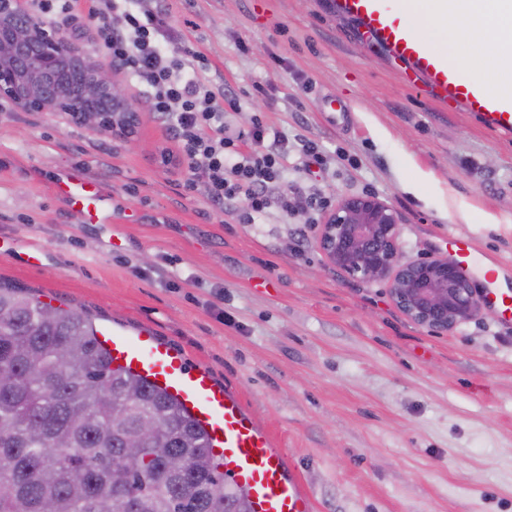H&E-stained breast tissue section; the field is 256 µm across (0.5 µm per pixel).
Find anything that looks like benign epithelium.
<instances>
[{"instance_id":"obj_1","label":"benign epithelium","mask_w":512,"mask_h":512,"mask_svg":"<svg viewBox=\"0 0 512 512\" xmlns=\"http://www.w3.org/2000/svg\"><path fill=\"white\" fill-rule=\"evenodd\" d=\"M0 98L25 112H49L97 132L130 136L136 105L83 49L29 15L27 0H0ZM402 217L372 193L336 199L318 224L317 243L347 276L385 282L417 325L446 334L485 313L462 266L425 252L400 259Z\"/></svg>"}]
</instances>
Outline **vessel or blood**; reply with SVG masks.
<instances>
[{
	"instance_id": "vessel-or-blood-1",
	"label": "vessel or blood",
	"mask_w": 512,
	"mask_h": 512,
	"mask_svg": "<svg viewBox=\"0 0 512 512\" xmlns=\"http://www.w3.org/2000/svg\"><path fill=\"white\" fill-rule=\"evenodd\" d=\"M340 8L357 18L395 57L423 74L435 89L488 126L512 133V93L490 91L471 78L456 58L433 51L394 16L389 0H340ZM57 188L81 211L99 201L93 182L79 173L67 176ZM97 339L113 368L146 379L175 399L201 426L225 472L248 488L255 512H311L299 477L232 390L216 384L207 370L188 368L179 354L150 331L130 337L101 330Z\"/></svg>"
}]
</instances>
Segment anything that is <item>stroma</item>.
Masks as SVG:
<instances>
[{
    "instance_id": "stroma-1",
    "label": "stroma",
    "mask_w": 512,
    "mask_h": 512,
    "mask_svg": "<svg viewBox=\"0 0 512 512\" xmlns=\"http://www.w3.org/2000/svg\"><path fill=\"white\" fill-rule=\"evenodd\" d=\"M150 5L206 57L215 93L236 95L227 125L258 116L286 136L294 209L246 224L186 192L134 84L128 139L0 99V283L98 329L150 330L206 368L287 457L311 512H512V320L413 323L386 284L326 261L307 204L370 192L404 218L402 261L466 239L512 272V133L443 100L335 0ZM75 170L111 223L54 193Z\"/></svg>"
}]
</instances>
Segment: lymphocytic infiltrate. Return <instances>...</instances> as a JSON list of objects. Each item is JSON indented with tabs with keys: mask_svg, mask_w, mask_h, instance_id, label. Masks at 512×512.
<instances>
[{
	"mask_svg": "<svg viewBox=\"0 0 512 512\" xmlns=\"http://www.w3.org/2000/svg\"><path fill=\"white\" fill-rule=\"evenodd\" d=\"M132 2L88 0L83 8L78 0H31V9L46 21L72 20L82 8L98 20V41L113 64L142 86L149 111L169 124L175 149L161 156L175 152L188 161L186 190L203 189L216 208L241 209L247 224L271 205L290 209L280 189L287 163L284 137L268 135L259 118L246 129L225 127L224 108L236 106V97L217 98L198 71L203 55L169 47L163 13L136 11Z\"/></svg>",
	"mask_w": 512,
	"mask_h": 512,
	"instance_id": "obj_1",
	"label": "lymphocytic infiltrate"
}]
</instances>
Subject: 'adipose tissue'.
Listing matches in <instances>:
<instances>
[{
  "label": "adipose tissue",
  "mask_w": 512,
  "mask_h": 512,
  "mask_svg": "<svg viewBox=\"0 0 512 512\" xmlns=\"http://www.w3.org/2000/svg\"><path fill=\"white\" fill-rule=\"evenodd\" d=\"M453 8H444L442 0H397L396 13L419 40L433 45L438 51L457 54L461 64L482 54L488 32H495L497 40L512 41V18L496 11L492 0H453ZM425 17H433L437 26L422 25ZM455 28L456 43L444 37L447 28Z\"/></svg>",
  "instance_id": "adipose-tissue-1"
}]
</instances>
